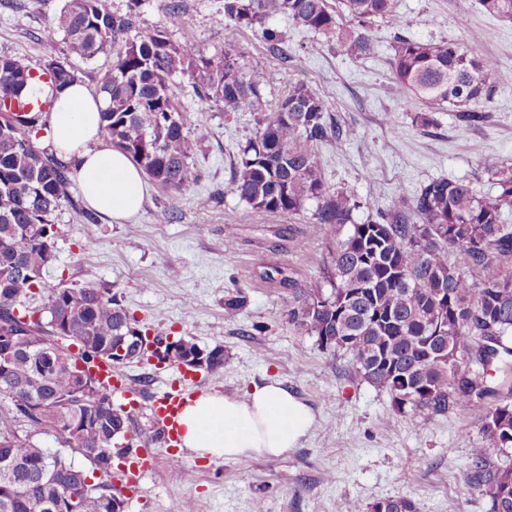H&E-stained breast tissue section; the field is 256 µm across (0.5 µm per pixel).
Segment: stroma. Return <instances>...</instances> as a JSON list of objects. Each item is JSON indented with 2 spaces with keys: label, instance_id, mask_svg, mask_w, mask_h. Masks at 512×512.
<instances>
[{
  "label": "stroma",
  "instance_id": "1",
  "mask_svg": "<svg viewBox=\"0 0 512 512\" xmlns=\"http://www.w3.org/2000/svg\"><path fill=\"white\" fill-rule=\"evenodd\" d=\"M64 0H0V55L40 69L49 58L66 61L88 88L112 64L111 54L85 60L70 53L63 33L46 29ZM399 28L374 22L375 50L367 57L345 54L335 41L292 25L281 14L269 22L288 32L286 58L270 55L259 32H237L234 45L267 75L264 99L274 105L290 83L302 80L325 101L347 129L340 144L321 148L328 180L370 199L376 209L410 199L439 178L469 182L479 198L494 196L482 156L496 152L512 163V83L497 85L492 118L475 128L458 125L452 106L434 112V126L412 122L417 102L391 79L395 35L422 41L467 38L494 69L512 68V20L487 13L479 0H396ZM224 0H141L126 37L154 30L204 55L224 54ZM172 90L190 113V136L198 143L192 163L200 175L186 195L151 186L141 212L120 224L102 217L86 222L69 206L53 215L57 237L49 284L94 283L111 289L150 335L183 337L200 348L224 349V373L198 374L202 390L241 396L253 384L281 382L315 415L310 433L281 457L230 460L197 456L186 448L170 462L157 444L160 430L148 399L164 392L177 367L147 363L117 366L143 398L133 409L132 451L146 469L126 491V512H349L388 497L409 496L418 512H490L491 501L470 489L466 465L481 439L478 428L495 397L467 409L411 422L396 411L389 394L364 381L342 351L321 348L291 321L299 288L324 285L326 236L319 225L285 214L255 211L231 190L232 166L257 113L224 114L192 95L186 77ZM391 113L393 125L383 121ZM96 247L84 251L86 239ZM234 241L226 251V241ZM243 292L247 303L229 319L224 301ZM191 470L193 481L183 472Z\"/></svg>",
  "mask_w": 512,
  "mask_h": 512
}]
</instances>
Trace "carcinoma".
<instances>
[{"label":"carcinoma","instance_id":"obj_1","mask_svg":"<svg viewBox=\"0 0 512 512\" xmlns=\"http://www.w3.org/2000/svg\"><path fill=\"white\" fill-rule=\"evenodd\" d=\"M480 3L512 20V0ZM272 12L355 57L374 51L368 25L377 19L399 24L395 0H336L334 6L329 0H224V57L207 58L165 31L123 40L133 15L113 11L112 0H65L48 31L63 32L69 51L86 60L112 53V67L97 79L105 101L101 131L148 179L182 193L197 182L195 145L170 81L190 76L194 95L226 112L259 111L265 75L233 39L242 29H257L270 54L284 55L288 36L268 24ZM343 17L356 26H344ZM479 40L477 32L466 39L396 38L392 80L419 103L415 125H434L432 112L446 103L465 126L490 119L492 88L512 82V70L489 69L469 48ZM45 76L57 86L78 80L57 58L36 74L23 60L0 55V338L24 340L14 371L0 372V512H112L114 471L103 470L89 486L94 473L74 456L130 454L118 448L123 436L112 431H131L132 418L112 408L90 369L117 365L112 341L137 320L109 289L89 284L51 288L41 308L24 303L46 288L56 235L51 217L60 205L96 222L69 193L67 167L35 146L47 120L43 108L23 100V91ZM347 135L326 115L320 95L298 81L260 111L255 131L239 145L231 191L255 210L318 224L327 236L328 288L302 291L289 316L320 346L346 354L413 422L479 403L496 393L487 385L494 363L512 355V225L501 223V210L512 208V165L494 152L483 155L496 187L491 200L477 198L463 180L440 179L359 221L356 213L372 209L371 201L332 187L319 153ZM450 252L458 259L449 261ZM245 305L239 292L225 299L224 314L233 318ZM20 423L54 437L58 448L19 436ZM480 434L485 447L472 449L468 485L491 499L492 512H512V402L489 408ZM491 448L499 458L490 456ZM380 506L417 512L407 497L376 501L370 512Z\"/></svg>","mask_w":512,"mask_h":512}]
</instances>
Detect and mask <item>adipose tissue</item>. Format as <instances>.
Masks as SVG:
<instances>
[{
	"mask_svg": "<svg viewBox=\"0 0 512 512\" xmlns=\"http://www.w3.org/2000/svg\"><path fill=\"white\" fill-rule=\"evenodd\" d=\"M26 95L35 103L50 102L45 142L69 168L86 204L118 222L134 217L144 202L147 183L137 164L112 147L101 132L102 96L79 82L58 90L38 80ZM314 422L309 406L277 381L252 386L241 397L201 392L179 415L185 448L227 460L247 453L286 454L308 435Z\"/></svg>",
	"mask_w": 512,
	"mask_h": 512,
	"instance_id": "ef3b65f1",
	"label": "adipose tissue"
}]
</instances>
